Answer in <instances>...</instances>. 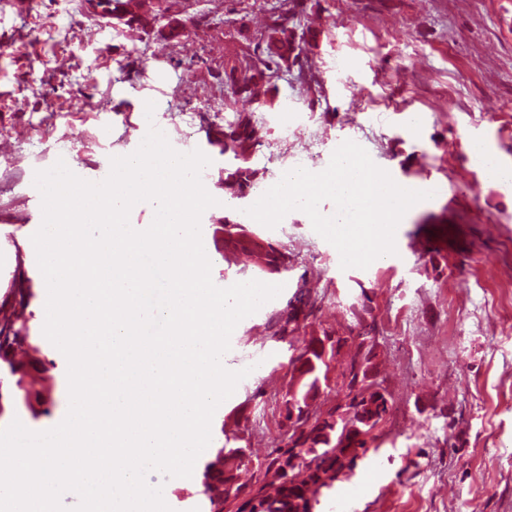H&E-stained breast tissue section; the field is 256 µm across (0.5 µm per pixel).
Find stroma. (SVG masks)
Segmentation results:
<instances>
[{
  "instance_id": "35a3bbf8",
  "label": "stroma",
  "mask_w": 512,
  "mask_h": 512,
  "mask_svg": "<svg viewBox=\"0 0 512 512\" xmlns=\"http://www.w3.org/2000/svg\"><path fill=\"white\" fill-rule=\"evenodd\" d=\"M190 2L211 24L171 42L106 24L82 0L21 8L0 0V313H11L12 289L32 290L15 325L33 336L26 366L44 380L18 395L0 364V427L17 418L43 431L66 413L67 361L43 334L45 283L31 241L42 212L36 171L61 159L102 181L111 157L133 153L157 127L175 150L211 159L202 181L217 204L203 213L201 233L213 282L253 278L243 261L224 259V157L206 131L224 119L216 76L241 53L235 26L260 29L272 0ZM308 24L320 32L307 51L313 80L280 82L278 107L261 115L269 137L256 162L266 181L303 165L304 141L320 172L351 140L397 184L435 181L443 191L398 225L396 254L365 269H341L301 211L270 230L293 267L270 276L281 294L231 336L225 367L255 371L217 408L210 446L234 434L253 461L265 460L281 439L290 346L356 335L351 305L364 294L393 411L377 429L378 452L316 512H512V185L481 178L470 146L482 139L512 165V0L471 9L451 0H317ZM302 286L317 309L287 343L275 321Z\"/></svg>"
}]
</instances>
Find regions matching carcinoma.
<instances>
[{
  "label": "carcinoma",
  "instance_id": "1",
  "mask_svg": "<svg viewBox=\"0 0 512 512\" xmlns=\"http://www.w3.org/2000/svg\"><path fill=\"white\" fill-rule=\"evenodd\" d=\"M283 10L271 12L267 24L256 35L245 25L235 29L243 45L242 57L224 64V76L220 83L224 93L233 100H245L257 104V109L271 111L278 98L276 81L283 72L297 68L298 74L305 72L307 65L303 55L304 46L317 35L302 23L308 15V0H281ZM112 12L118 23L132 31L146 33L159 22L158 14L148 0H112ZM230 113L224 116V123L215 127L208 142L220 147L228 166L224 176L219 178L224 194L243 199L251 194L263 176V169L257 167L254 158L264 146L268 130L255 118L252 112H242L226 106ZM224 223L232 225L224 239V249L242 254L248 258L258 255L252 263L258 274H282L292 268L288 252L263 235V232L249 224H243L235 216L224 217ZM306 307H314L308 292L299 288L289 299L276 323L274 335L285 340L295 331L299 314ZM360 332L350 338H337L340 346H349V361L341 374L337 395L353 390L359 374L361 361L368 358L371 349L365 342L373 339L374 325L366 322L370 308L360 301L352 305ZM28 337L16 329L10 318H0V360L9 361L14 346L27 342ZM318 338H312L303 347L300 355L290 361L295 382L288 391V399L280 410L281 425H286L290 409L296 411L309 406L319 391V383L327 379L329 364L322 357L317 345ZM360 400L347 405L343 411L338 429L336 406L324 410H313V430L321 441L294 443L273 450L264 463L263 478L250 485L238 482L237 472L247 466L238 456L227 453L204 466V494L207 495L208 512H224V504L230 499H242L237 512H313L319 503L320 489L329 488L336 481L338 473L348 480L354 476L357 461L367 457L376 436L374 430L391 409L390 400L375 403L373 395L361 390Z\"/></svg>",
  "mask_w": 512,
  "mask_h": 512
}]
</instances>
